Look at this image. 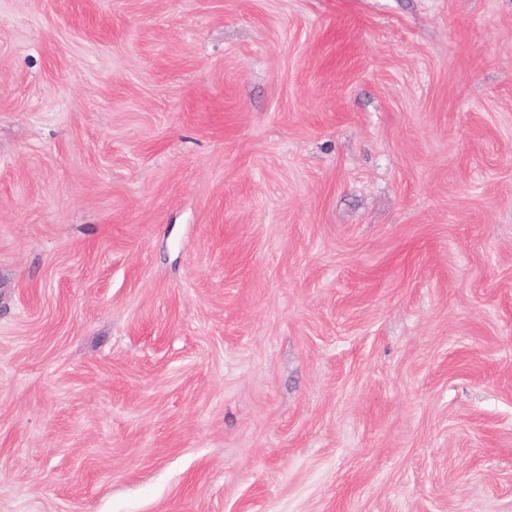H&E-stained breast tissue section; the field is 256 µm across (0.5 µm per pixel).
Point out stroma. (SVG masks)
<instances>
[{"instance_id":"stroma-1","label":"stroma","mask_w":512,"mask_h":512,"mask_svg":"<svg viewBox=\"0 0 512 512\" xmlns=\"http://www.w3.org/2000/svg\"><path fill=\"white\" fill-rule=\"evenodd\" d=\"M0 512H512V0H0Z\"/></svg>"}]
</instances>
